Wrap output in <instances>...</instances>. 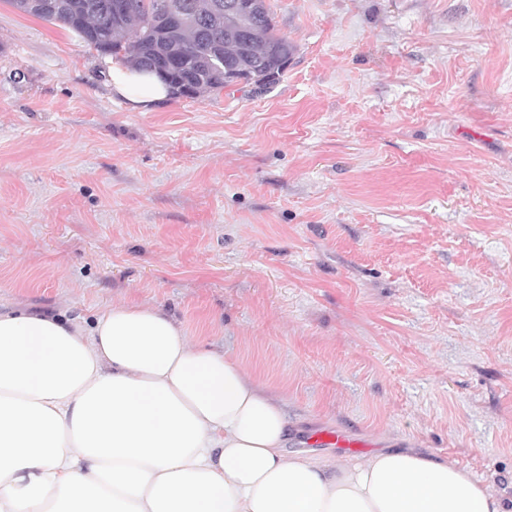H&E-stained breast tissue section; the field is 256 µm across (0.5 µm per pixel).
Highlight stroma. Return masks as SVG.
Returning a JSON list of instances; mask_svg holds the SVG:
<instances>
[{"instance_id":"obj_1","label":"stroma","mask_w":512,"mask_h":512,"mask_svg":"<svg viewBox=\"0 0 512 512\" xmlns=\"http://www.w3.org/2000/svg\"><path fill=\"white\" fill-rule=\"evenodd\" d=\"M280 81L113 100L0 0V308L158 306L293 423L512 496V0H267Z\"/></svg>"}]
</instances>
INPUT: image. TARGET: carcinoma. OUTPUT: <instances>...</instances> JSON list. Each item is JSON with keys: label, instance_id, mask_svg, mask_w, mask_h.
Wrapping results in <instances>:
<instances>
[{"label": "carcinoma", "instance_id": "1", "mask_svg": "<svg viewBox=\"0 0 512 512\" xmlns=\"http://www.w3.org/2000/svg\"><path fill=\"white\" fill-rule=\"evenodd\" d=\"M20 13L76 32L98 51L120 54L131 66L158 73L171 88L188 95L224 88V74L250 73L274 85L296 52L295 44L276 33L266 0H235L232 20L217 0H185L189 19L173 27L164 8L171 0H144L137 10L115 12L119 0H9ZM222 51L219 66L212 65Z\"/></svg>", "mask_w": 512, "mask_h": 512}]
</instances>
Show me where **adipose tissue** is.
Masks as SVG:
<instances>
[{"mask_svg":"<svg viewBox=\"0 0 512 512\" xmlns=\"http://www.w3.org/2000/svg\"><path fill=\"white\" fill-rule=\"evenodd\" d=\"M108 74L133 110L171 96L155 72ZM289 440L284 406L161 308L0 312V512H512L433 455L330 467Z\"/></svg>","mask_w":512,"mask_h":512,"instance_id":"ef3b65f1","label":"adipose tissue"}]
</instances>
